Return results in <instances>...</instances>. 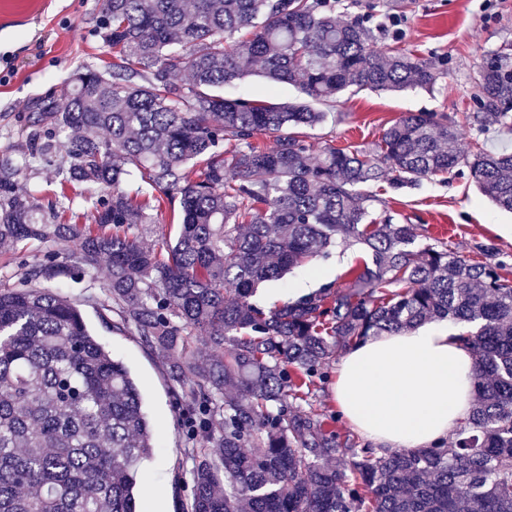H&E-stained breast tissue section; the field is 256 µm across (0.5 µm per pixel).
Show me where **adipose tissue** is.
<instances>
[{
  "mask_svg": "<svg viewBox=\"0 0 512 512\" xmlns=\"http://www.w3.org/2000/svg\"><path fill=\"white\" fill-rule=\"evenodd\" d=\"M448 321L369 338L348 350L333 393L342 416L376 447L418 451L447 440L469 411L475 364Z\"/></svg>",
  "mask_w": 512,
  "mask_h": 512,
  "instance_id": "1",
  "label": "adipose tissue"
}]
</instances>
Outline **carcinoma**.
<instances>
[{"instance_id": "cac0c4a2", "label": "carcinoma", "mask_w": 512, "mask_h": 512, "mask_svg": "<svg viewBox=\"0 0 512 512\" xmlns=\"http://www.w3.org/2000/svg\"><path fill=\"white\" fill-rule=\"evenodd\" d=\"M344 0H104L112 71L80 66L60 100L25 117L27 151L0 155V254L36 245L46 261L25 283L80 280L108 261L122 320L171 361L201 409L189 512H512V278L492 246L474 262L416 245L413 225L369 218L359 187L393 190L469 171L512 212V152L474 145L445 112L411 113L371 148H323L304 130L326 113L306 102L226 98L259 71L328 105L344 91L431 89L442 64L377 46L373 18L346 20ZM184 73L185 82L174 79ZM475 95L482 117L512 126V48L487 54ZM265 136L273 141L259 142ZM56 167L60 198L98 186L94 223H62L18 178ZM137 184L135 191L125 185ZM169 207L175 239L160 249L130 229ZM366 246L346 287L265 313L258 287ZM450 319L475 357L477 402L449 443L418 452L358 445L313 408L315 379L371 336ZM203 336L206 359L189 353ZM296 406L290 410V406ZM156 448L141 387L50 288L0 289V512H142V464Z\"/></svg>"}]
</instances>
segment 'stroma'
Instances as JSON below:
<instances>
[{"label":"stroma","mask_w":512,"mask_h":512,"mask_svg":"<svg viewBox=\"0 0 512 512\" xmlns=\"http://www.w3.org/2000/svg\"><path fill=\"white\" fill-rule=\"evenodd\" d=\"M407 2L403 16L387 21L381 43L443 60V77L430 90L344 93L330 107L326 121L308 130L312 154L327 145H371L410 112H445L460 120L477 112L476 81L487 52L512 44V0ZM102 10L103 0H0V56H9L14 67L0 80V150L11 148L16 156L25 151L24 116L44 97L66 96L77 66H111L112 48L100 29ZM224 95L274 103L301 97L294 86L273 87L254 75L226 85ZM367 190L379 198L372 216L392 210L401 223L416 225L419 243L444 241L473 261L482 258L480 246L494 245L512 274V213L482 197L469 175L437 177L399 191L384 183L368 185ZM365 253L359 243L332 248L328 257L260 286L253 301L264 310H275L286 302L287 289L305 276L317 287L333 281L347 285V271ZM109 278V264L103 261L82 282L56 280L51 287L81 310L94 334L128 365L143 389L145 408L156 425L157 448L142 472V485L154 492L155 512H187L193 493L188 475L189 402L169 378L168 359L122 322L105 288Z\"/></svg>","instance_id":"35a3bbf8"}]
</instances>
